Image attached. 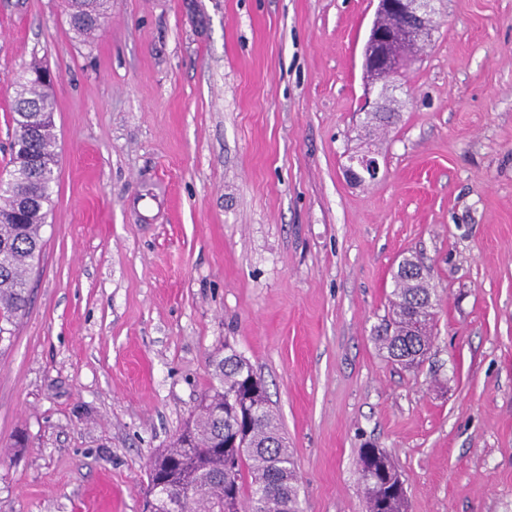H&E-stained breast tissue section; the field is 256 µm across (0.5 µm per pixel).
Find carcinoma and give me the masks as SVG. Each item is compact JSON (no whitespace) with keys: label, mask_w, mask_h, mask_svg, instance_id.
<instances>
[{"label":"carcinoma","mask_w":512,"mask_h":512,"mask_svg":"<svg viewBox=\"0 0 512 512\" xmlns=\"http://www.w3.org/2000/svg\"><path fill=\"white\" fill-rule=\"evenodd\" d=\"M67 11L81 17L71 24L78 35L96 30L89 16L106 17L112 0H66ZM55 100L40 85L24 79L12 105L15 129H40L29 149L44 168L32 173L22 156L11 152L13 187L0 192V211L11 209L20 193H38L23 223L0 222V341L29 303L28 269L41 250V228L51 205L45 184L54 182L56 153L52 133ZM393 317L377 336L381 348L404 367L420 362L432 344L434 289L405 267L393 275ZM211 356L210 386L195 415L150 461L143 512H302L293 456L270 409L261 377L230 346ZM369 464L371 477H359L367 512H406V494L387 455L364 448L358 465Z\"/></svg>","instance_id":"obj_1"}]
</instances>
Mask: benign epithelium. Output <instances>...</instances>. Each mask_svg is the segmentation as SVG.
I'll use <instances>...</instances> for the list:
<instances>
[{
  "instance_id": "benign-epithelium-1",
  "label": "benign epithelium",
  "mask_w": 512,
  "mask_h": 512,
  "mask_svg": "<svg viewBox=\"0 0 512 512\" xmlns=\"http://www.w3.org/2000/svg\"><path fill=\"white\" fill-rule=\"evenodd\" d=\"M437 0H377L376 21L364 48L363 67L370 78L369 87L380 86L376 100L365 98L371 112L386 111L383 98L401 76L404 62L419 54L431 41L437 28ZM351 177L374 180L380 173L378 157L364 153L351 158Z\"/></svg>"
}]
</instances>
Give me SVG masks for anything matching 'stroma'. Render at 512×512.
Listing matches in <instances>:
<instances>
[{
    "label": "stroma",
    "instance_id": "35a3bbf8",
    "mask_svg": "<svg viewBox=\"0 0 512 512\" xmlns=\"http://www.w3.org/2000/svg\"><path fill=\"white\" fill-rule=\"evenodd\" d=\"M369 132L374 0H0V179L15 82L56 77L58 165L0 344V512H141L146 465L231 345L265 382L303 512H512V0H439ZM377 154L376 180L352 156ZM436 291L408 370L379 350L399 262ZM25 447H15L17 435ZM68 12H72L75 16L88 18L71 24L72 30L78 35H88L97 28L92 25L93 15L98 18H105L107 12L112 7V0H66ZM351 165L348 172L351 177L357 178L359 181L374 180L380 173V162L378 157L371 153H364L351 158ZM368 463V472L360 471L361 465ZM359 480L366 499L367 512H405L406 494L402 489L398 474L387 455L379 448H363L358 457ZM362 474V475H361Z\"/></svg>",
    "mask_w": 512,
    "mask_h": 512
}]
</instances>
